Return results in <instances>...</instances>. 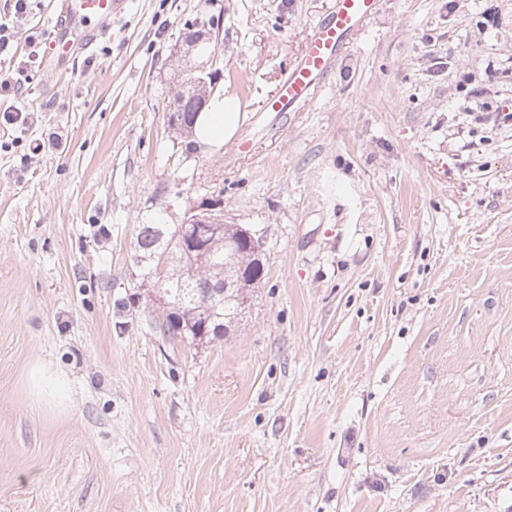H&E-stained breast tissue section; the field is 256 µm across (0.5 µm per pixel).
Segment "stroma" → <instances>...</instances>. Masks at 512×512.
I'll use <instances>...</instances> for the list:
<instances>
[{
  "label": "stroma",
  "instance_id": "obj_1",
  "mask_svg": "<svg viewBox=\"0 0 512 512\" xmlns=\"http://www.w3.org/2000/svg\"><path fill=\"white\" fill-rule=\"evenodd\" d=\"M49 2L0 0V112L33 115L0 119V512H512V0H380L301 112L266 104L334 0H127L61 63ZM211 19L245 118L187 153L167 91ZM205 200L266 276L170 343L118 305L134 227ZM30 385L38 405L61 412L68 401L66 379L43 365L37 364L30 374Z\"/></svg>",
  "mask_w": 512,
  "mask_h": 512
}]
</instances>
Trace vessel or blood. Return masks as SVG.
<instances>
[{"instance_id": "b4317fda", "label": "vessel or blood", "mask_w": 512, "mask_h": 512, "mask_svg": "<svg viewBox=\"0 0 512 512\" xmlns=\"http://www.w3.org/2000/svg\"><path fill=\"white\" fill-rule=\"evenodd\" d=\"M125 0H57L46 39L57 47V59L66 58L71 45L62 32L78 20L94 18L110 22L122 11ZM376 12V0H336L328 19L313 30L301 59L280 83L269 101L272 112H297L312 98L321 79L329 73L351 37L361 31Z\"/></svg>"}]
</instances>
